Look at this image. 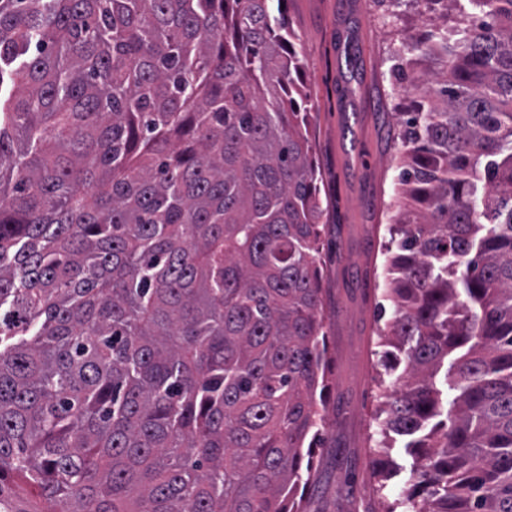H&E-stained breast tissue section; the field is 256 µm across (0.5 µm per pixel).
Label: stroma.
Here are the masks:
<instances>
[{
  "label": "stroma",
  "mask_w": 512,
  "mask_h": 512,
  "mask_svg": "<svg viewBox=\"0 0 512 512\" xmlns=\"http://www.w3.org/2000/svg\"><path fill=\"white\" fill-rule=\"evenodd\" d=\"M307 57L305 89L312 159L328 207L321 219L322 308L329 365L326 444L301 490L305 512H381L410 485L412 457L386 449L395 468L385 489L370 474L382 439L377 418L386 386L379 336L384 323L383 245L396 210L402 163L398 115L411 100L389 76L391 22L376 0H286Z\"/></svg>",
  "instance_id": "1"
}]
</instances>
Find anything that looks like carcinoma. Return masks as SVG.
Returning a JSON list of instances; mask_svg holds the SVG:
<instances>
[{"label":"carcinoma","instance_id":"1","mask_svg":"<svg viewBox=\"0 0 512 512\" xmlns=\"http://www.w3.org/2000/svg\"><path fill=\"white\" fill-rule=\"evenodd\" d=\"M268 2L0 0V512H302L323 202ZM415 2L459 19L392 49L384 512H512V0Z\"/></svg>","mask_w":512,"mask_h":512}]
</instances>
